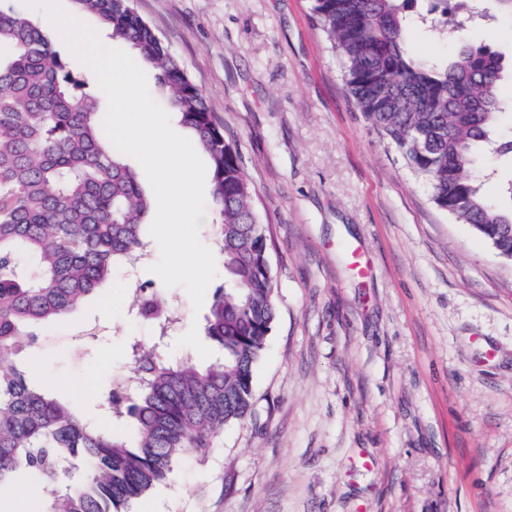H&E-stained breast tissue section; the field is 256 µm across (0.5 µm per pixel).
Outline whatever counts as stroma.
Instances as JSON below:
<instances>
[{
  "label": "stroma",
  "instance_id": "35a3bbf8",
  "mask_svg": "<svg viewBox=\"0 0 512 512\" xmlns=\"http://www.w3.org/2000/svg\"><path fill=\"white\" fill-rule=\"evenodd\" d=\"M237 150L269 239L276 318L253 410L193 448L130 512H512V262L432 201L368 126L311 0H133ZM416 58L455 34L416 25ZM484 195L512 159L479 154ZM39 336L32 381L104 421L129 345L156 329L139 288L178 317L172 352L220 354L160 251Z\"/></svg>",
  "mask_w": 512,
  "mask_h": 512
}]
</instances>
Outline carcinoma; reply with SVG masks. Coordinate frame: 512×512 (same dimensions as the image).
<instances>
[{
  "mask_svg": "<svg viewBox=\"0 0 512 512\" xmlns=\"http://www.w3.org/2000/svg\"><path fill=\"white\" fill-rule=\"evenodd\" d=\"M156 79L209 163L217 252L228 287L214 291L205 332L223 352L208 365L158 344L131 347V439L76 414L29 384L38 367L16 356L70 315L114 269L144 251L150 212L136 173L103 128L104 101L90 71L71 69L51 33L0 0V483L24 469L38 480L42 512H124L165 482L190 448L209 447L250 414L254 371L276 316L265 224L236 151L202 90L131 0H73ZM418 0H312L315 22L339 56L366 122L430 188L434 204L469 225L502 258L512 254V208L483 195L470 173L476 151L512 155L497 128L512 100L500 94L504 57L467 37L491 14L477 0H429L420 22L452 30L456 55L428 64L405 43ZM138 313L165 336L176 321L165 298Z\"/></svg>",
  "mask_w": 512,
  "mask_h": 512,
  "instance_id": "1",
  "label": "carcinoma"
}]
</instances>
